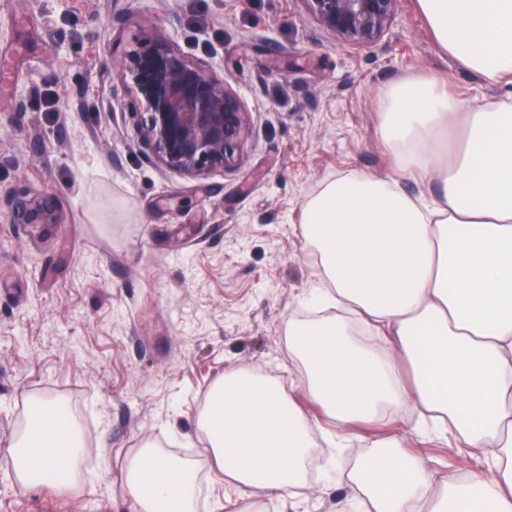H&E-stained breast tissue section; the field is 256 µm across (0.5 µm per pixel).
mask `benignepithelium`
<instances>
[{"label":"benign epithelium","instance_id":"obj_1","mask_svg":"<svg viewBox=\"0 0 512 512\" xmlns=\"http://www.w3.org/2000/svg\"><path fill=\"white\" fill-rule=\"evenodd\" d=\"M317 24L338 40L377 42L400 0H301ZM118 80L136 102L145 158L192 179L237 170L251 130V115L225 79L208 64L174 47L157 31L136 37L119 64ZM13 224H55L57 206L47 197L0 198Z\"/></svg>","mask_w":512,"mask_h":512}]
</instances>
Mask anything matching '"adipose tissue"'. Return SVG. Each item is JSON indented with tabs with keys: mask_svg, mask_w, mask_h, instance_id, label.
I'll use <instances>...</instances> for the list:
<instances>
[{
	"mask_svg": "<svg viewBox=\"0 0 512 512\" xmlns=\"http://www.w3.org/2000/svg\"><path fill=\"white\" fill-rule=\"evenodd\" d=\"M418 7L445 54L512 84V0ZM376 131L391 175L326 181L302 212L320 269L309 294L325 312L288 320L305 403L279 380L225 371L198 420L208 455L182 459L149 440L127 454L120 486L133 512H196L204 469L263 512L266 497L304 487L320 419L344 437L400 422L410 432L416 416L487 469L447 480L384 435L338 512L354 501L362 512H512V97L479 103L411 72L381 96ZM0 460L25 490L74 483L84 444L61 402L40 397Z\"/></svg>",
	"mask_w": 512,
	"mask_h": 512,
	"instance_id": "adipose-tissue-1",
	"label": "adipose tissue"
}]
</instances>
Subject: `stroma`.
I'll use <instances>...</instances> for the list:
<instances>
[{
  "label": "stroma",
  "mask_w": 512,
  "mask_h": 512,
  "mask_svg": "<svg viewBox=\"0 0 512 512\" xmlns=\"http://www.w3.org/2000/svg\"><path fill=\"white\" fill-rule=\"evenodd\" d=\"M154 30L249 110L236 171L198 181L146 161L117 70ZM419 70L466 99L512 93L444 54L415 0L370 46L339 42L302 0H0V193L53 197L59 214L0 216V447L33 394L66 405L86 445L72 490H19L0 465V512H131L116 480L127 453L151 440L204 457L197 417L225 369L299 378L286 324L307 314L318 272L301 209L338 175L389 174L374 102ZM374 437L338 446L315 432L302 495L267 512H336ZM410 441L444 477L484 466L452 442ZM200 488L197 512H244L213 473Z\"/></svg>",
  "instance_id": "stroma-1"
}]
</instances>
